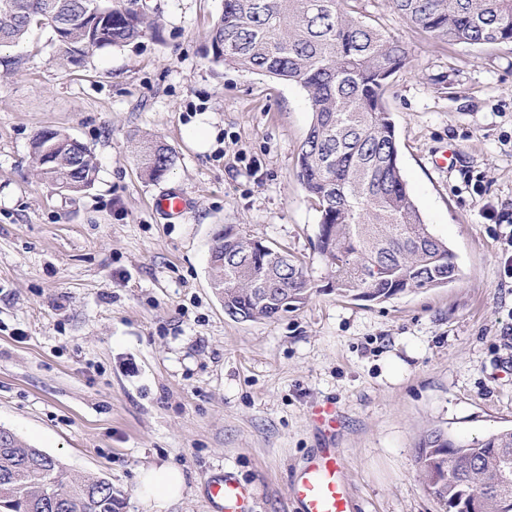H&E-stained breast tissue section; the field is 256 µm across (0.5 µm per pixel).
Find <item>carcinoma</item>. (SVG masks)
<instances>
[{"mask_svg":"<svg viewBox=\"0 0 512 512\" xmlns=\"http://www.w3.org/2000/svg\"><path fill=\"white\" fill-rule=\"evenodd\" d=\"M355 0H224L208 34L216 63L300 86L312 120L298 177L320 213L317 250L341 298L382 303L455 281L460 267L409 193L398 165L394 121L384 96L409 62L406 45L363 20ZM438 40L512 44V0H383ZM138 0H0V47L34 28L50 32L62 56L80 62L92 49L127 46L151 28ZM42 181L67 194L94 185L97 162L66 133L32 140ZM143 176L161 180L174 166L165 144L141 147ZM210 277L235 320H275L311 288L295 255L234 233L214 236ZM420 477L448 512H512V428L461 441L442 430L418 447ZM104 477H76L61 462L0 428V512H119Z\"/></svg>","mask_w":512,"mask_h":512,"instance_id":"obj_1","label":"carcinoma"}]
</instances>
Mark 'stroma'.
<instances>
[{
    "instance_id": "1",
    "label": "stroma",
    "mask_w": 512,
    "mask_h": 512,
    "mask_svg": "<svg viewBox=\"0 0 512 512\" xmlns=\"http://www.w3.org/2000/svg\"><path fill=\"white\" fill-rule=\"evenodd\" d=\"M140 4L144 37L78 64L37 29L0 48V426L110 480L121 512H149L138 475L160 465L185 477L164 512H211L204 482L225 474L254 512H296L293 478L327 444L351 512H446L419 479L422 437L512 427V46L434 40L359 0L410 49L385 97L398 163L461 268L375 304L337 297L315 248L320 214L297 178L304 91L213 62L223 0ZM202 115L204 153L183 134ZM46 128L94 153L89 190L38 178ZM145 139L176 155L156 182L136 161ZM165 190L192 199L182 221L157 212ZM226 226L302 258L305 303L272 321L225 315L209 255ZM326 404L329 432L311 419Z\"/></svg>"
}]
</instances>
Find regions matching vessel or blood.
Returning a JSON list of instances; mask_svg holds the SVG:
<instances>
[{"mask_svg":"<svg viewBox=\"0 0 512 512\" xmlns=\"http://www.w3.org/2000/svg\"><path fill=\"white\" fill-rule=\"evenodd\" d=\"M191 202L183 193L161 192L155 207L168 221L181 219ZM341 457L335 449L326 448L313 456L293 481V495L299 512H350L348 494L340 478ZM206 497L213 512H251V495L231 478L209 479L205 482Z\"/></svg>","mask_w":512,"mask_h":512,"instance_id":"obj_1","label":"vessel or blood"}]
</instances>
